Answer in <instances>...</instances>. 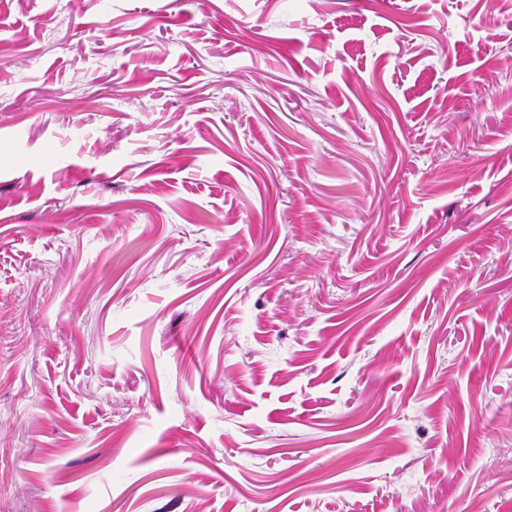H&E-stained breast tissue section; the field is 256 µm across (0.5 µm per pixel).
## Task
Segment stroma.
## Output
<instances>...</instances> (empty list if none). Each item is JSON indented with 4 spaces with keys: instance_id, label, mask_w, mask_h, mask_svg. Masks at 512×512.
Returning <instances> with one entry per match:
<instances>
[{
    "instance_id": "1",
    "label": "stroma",
    "mask_w": 512,
    "mask_h": 512,
    "mask_svg": "<svg viewBox=\"0 0 512 512\" xmlns=\"http://www.w3.org/2000/svg\"><path fill=\"white\" fill-rule=\"evenodd\" d=\"M512 512V0H0V512Z\"/></svg>"
}]
</instances>
